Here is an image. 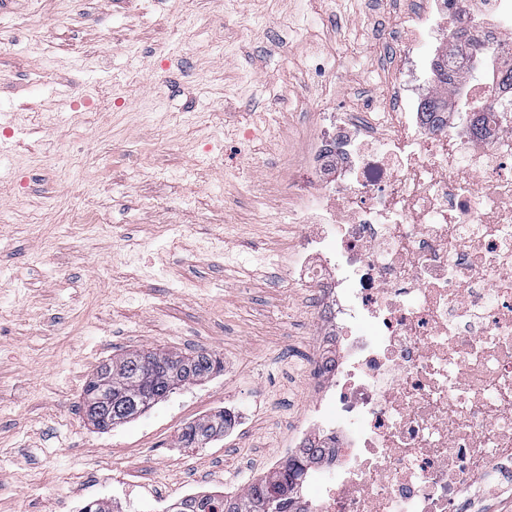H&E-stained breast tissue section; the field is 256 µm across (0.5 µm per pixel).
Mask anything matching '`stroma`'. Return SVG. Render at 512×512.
I'll return each mask as SVG.
<instances>
[{"instance_id":"stroma-1","label":"stroma","mask_w":512,"mask_h":512,"mask_svg":"<svg viewBox=\"0 0 512 512\" xmlns=\"http://www.w3.org/2000/svg\"><path fill=\"white\" fill-rule=\"evenodd\" d=\"M406 0H0V512H166L246 490L315 405L325 322L289 273L321 115L382 95ZM112 94L99 125L79 98ZM54 125L45 143L23 116ZM85 210L89 221L67 215ZM135 350L221 373L102 432L83 386ZM225 411L224 435L183 448ZM231 423V418L224 411L206 419L191 423L184 428L179 444L183 448H195L209 443L217 434L224 433V429Z\"/></svg>"}]
</instances>
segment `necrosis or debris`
I'll return each instance as SVG.
<instances>
[{
  "label": "necrosis or debris",
  "instance_id": "4bbe7bcc",
  "mask_svg": "<svg viewBox=\"0 0 512 512\" xmlns=\"http://www.w3.org/2000/svg\"><path fill=\"white\" fill-rule=\"evenodd\" d=\"M512 63V0H412L391 89L327 112L313 225L289 266L321 289L326 383L298 447L310 466L299 512H485L486 481L512 493V86L466 79L463 102L497 98L482 136L469 115L428 125L405 78L449 20Z\"/></svg>",
  "mask_w": 512,
  "mask_h": 512
}]
</instances>
